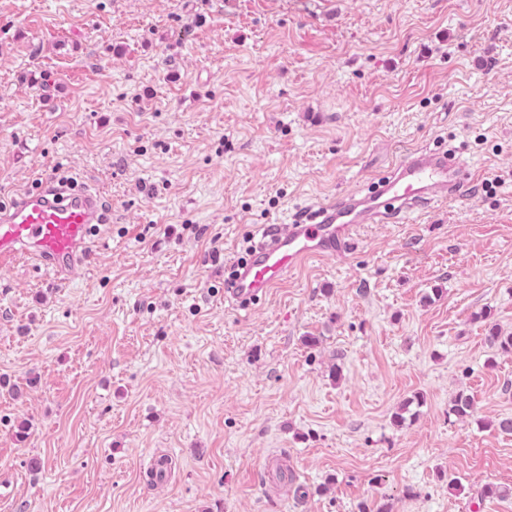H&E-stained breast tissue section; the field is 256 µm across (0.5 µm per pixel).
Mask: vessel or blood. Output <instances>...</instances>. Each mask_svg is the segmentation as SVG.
Wrapping results in <instances>:
<instances>
[{
    "label": "vessel or blood",
    "instance_id": "obj_1",
    "mask_svg": "<svg viewBox=\"0 0 512 512\" xmlns=\"http://www.w3.org/2000/svg\"><path fill=\"white\" fill-rule=\"evenodd\" d=\"M474 181V172L455 155L410 149L365 190L298 209L286 232L263 228L260 244L226 281L224 301L248 310L309 260L347 253L360 225L405 222L437 198L457 199ZM110 221L111 211L94 188L45 180L0 203V266L25 258L55 282H71Z\"/></svg>",
    "mask_w": 512,
    "mask_h": 512
}]
</instances>
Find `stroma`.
<instances>
[{
    "label": "stroma",
    "instance_id": "stroma-1",
    "mask_svg": "<svg viewBox=\"0 0 512 512\" xmlns=\"http://www.w3.org/2000/svg\"><path fill=\"white\" fill-rule=\"evenodd\" d=\"M415 147L477 183L225 304ZM54 176L112 226L72 283L0 268V512H512V0H0V202Z\"/></svg>",
    "mask_w": 512,
    "mask_h": 512
}]
</instances>
